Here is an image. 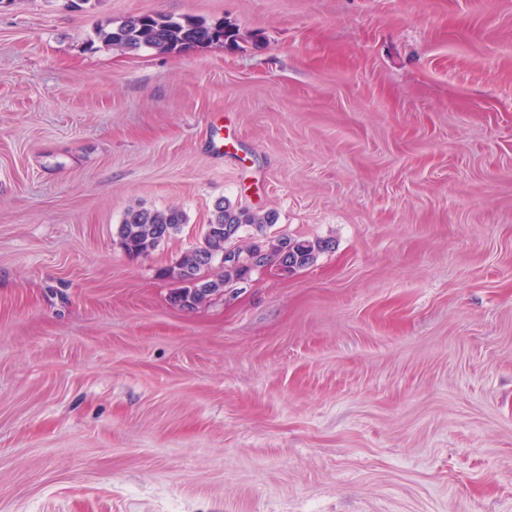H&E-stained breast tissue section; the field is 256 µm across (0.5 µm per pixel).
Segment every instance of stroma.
<instances>
[{"instance_id":"obj_1","label":"stroma","mask_w":512,"mask_h":512,"mask_svg":"<svg viewBox=\"0 0 512 512\" xmlns=\"http://www.w3.org/2000/svg\"><path fill=\"white\" fill-rule=\"evenodd\" d=\"M222 198L332 246L176 305ZM0 512H512V0L0 6ZM234 34L223 24H207L190 17L175 19L160 13L126 17L120 24L101 28L98 38L128 52L150 48L174 51L188 46L226 42ZM185 223V213L175 206L153 210L132 209L125 213L121 224H118L117 237L127 254L138 256L177 235Z\"/></svg>"}]
</instances>
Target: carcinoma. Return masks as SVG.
Segmentation results:
<instances>
[{
	"label": "carcinoma",
	"instance_id": "1",
	"mask_svg": "<svg viewBox=\"0 0 512 512\" xmlns=\"http://www.w3.org/2000/svg\"><path fill=\"white\" fill-rule=\"evenodd\" d=\"M234 34L222 24H207L190 17L176 19L160 13H143L126 17L120 24L98 31V38L128 52L150 48L174 51L188 46L226 42ZM186 216L182 209L172 206L165 209H137L125 213L117 227V237L122 249L138 256L157 248L161 242L181 232ZM275 223L271 213H261L219 199L214 204L209 223L205 227V241L213 249L224 248V227L235 225L242 229L254 227L261 231ZM330 248V241L317 239L298 240L281 237L278 243L267 248L271 258L278 260L282 270L292 273L305 267L309 259ZM201 286L220 288L235 280L232 270H215L213 267L196 268Z\"/></svg>",
	"mask_w": 512,
	"mask_h": 512
}]
</instances>
